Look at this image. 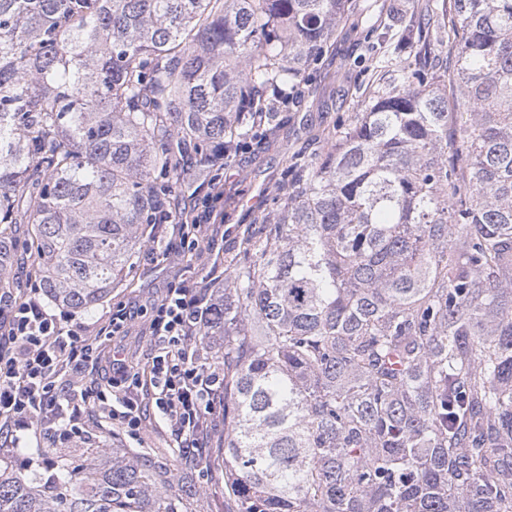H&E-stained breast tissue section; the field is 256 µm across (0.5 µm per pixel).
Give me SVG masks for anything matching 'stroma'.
<instances>
[{
	"mask_svg": "<svg viewBox=\"0 0 512 512\" xmlns=\"http://www.w3.org/2000/svg\"><path fill=\"white\" fill-rule=\"evenodd\" d=\"M373 2L382 6L385 20L377 47H370L362 30L340 22L333 45L311 65L301 94L288 112L282 113V131L277 142L255 137L231 165L219 170L224 199L217 204L211 223L202 225L196 252L185 254L170 249L160 254H137L129 275L130 287L114 289L107 302L73 315L74 324L90 325L104 317L111 306L125 305L131 320L125 331L105 346V353L120 351L133 365L150 359L154 348L148 324L154 300L173 282L184 280L199 288L209 287L213 265L223 263L234 252L240 231L266 209L292 155L314 152L315 147L307 138L308 129L332 122L337 116H350L357 111V103L366 89L381 82L382 76L374 67L375 54L392 56L404 65L413 63L414 47L401 44L400 38L417 0ZM148 420L150 431L138 440L113 429L114 446L137 452L165 448L173 460H180L181 454L166 422L153 412Z\"/></svg>",
	"mask_w": 512,
	"mask_h": 512,
	"instance_id": "stroma-1",
	"label": "stroma"
}]
</instances>
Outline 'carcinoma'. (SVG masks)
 Segmentation results:
<instances>
[{"label": "carcinoma", "instance_id": "1", "mask_svg": "<svg viewBox=\"0 0 512 512\" xmlns=\"http://www.w3.org/2000/svg\"><path fill=\"white\" fill-rule=\"evenodd\" d=\"M412 68L313 130L224 261L225 512H512V0H441ZM356 0H0V224L103 303L174 196L279 114ZM16 244L0 231V288ZM160 450L0 469V512H201Z\"/></svg>", "mask_w": 512, "mask_h": 512}]
</instances>
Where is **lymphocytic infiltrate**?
Wrapping results in <instances>:
<instances>
[{
    "label": "lymphocytic infiltrate",
    "instance_id": "1",
    "mask_svg": "<svg viewBox=\"0 0 512 512\" xmlns=\"http://www.w3.org/2000/svg\"><path fill=\"white\" fill-rule=\"evenodd\" d=\"M38 282L21 296L0 295V430L30 431L52 447H70L84 433V419L96 415L132 438L148 426L144 401L152 399L183 457L208 467L207 452L224 407V370L205 360L196 342L209 322L202 291L178 283L154 305L150 329L158 348L147 369L113 357L107 384L89 378L93 342L123 332L130 314L112 308L93 327H68V317L48 311ZM70 375L60 389L61 372Z\"/></svg>",
    "mask_w": 512,
    "mask_h": 512
}]
</instances>
